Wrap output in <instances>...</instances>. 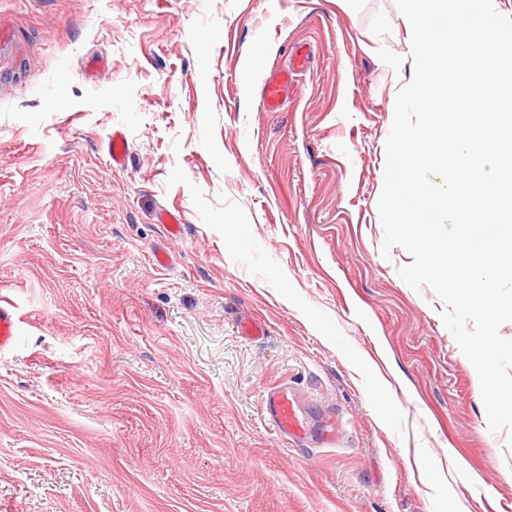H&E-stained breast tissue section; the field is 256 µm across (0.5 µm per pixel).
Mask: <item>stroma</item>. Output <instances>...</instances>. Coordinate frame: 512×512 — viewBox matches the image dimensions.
<instances>
[{"mask_svg": "<svg viewBox=\"0 0 512 512\" xmlns=\"http://www.w3.org/2000/svg\"><path fill=\"white\" fill-rule=\"evenodd\" d=\"M0 23V512H512L443 303L381 252L414 71L394 0H0ZM279 383L306 446L265 418ZM309 50L302 44L293 47L288 65L271 72L261 86V102L268 111L279 109L287 100L298 71L309 64ZM18 317L15 307L7 300H0V354L12 350L18 334Z\"/></svg>", "mask_w": 512, "mask_h": 512, "instance_id": "stroma-1", "label": "stroma"}]
</instances>
